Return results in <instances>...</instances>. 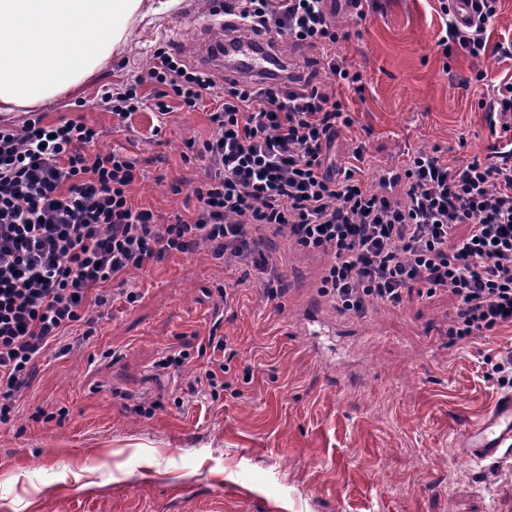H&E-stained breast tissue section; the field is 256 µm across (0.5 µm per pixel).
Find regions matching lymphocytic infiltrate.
<instances>
[{
    "mask_svg": "<svg viewBox=\"0 0 512 512\" xmlns=\"http://www.w3.org/2000/svg\"><path fill=\"white\" fill-rule=\"evenodd\" d=\"M322 0H222L241 28L278 46L320 51L325 68L346 85L360 80L336 53V24ZM440 45L485 54L497 0H471L457 20L442 8ZM145 95L140 83L104 91L99 105L126 119L145 104L159 115L171 100L215 107L202 144L204 181L188 216L158 222L131 200L132 158L96 147L102 133L79 119L42 126L0 125V422L26 388L43 351L75 323L84 337L112 305L109 282L127 285L179 253L206 250L225 267L254 268L268 298L282 293L283 275L266 250L284 239L307 253H328L320 291L343 312L361 317L371 301L398 306L405 289L426 297L451 293L456 309L448 334L456 340L512 326V161L472 157L454 168L437 150L409 152L401 171L380 180L360 176L363 147L336 165L329 151L353 120L342 100L313 76L283 87L217 83L212 70L157 48Z\"/></svg>",
    "mask_w": 512,
    "mask_h": 512,
    "instance_id": "1",
    "label": "lymphocytic infiltrate"
}]
</instances>
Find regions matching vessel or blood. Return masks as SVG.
Segmentation results:
<instances>
[{
	"label": "vessel or blood",
	"mask_w": 512,
	"mask_h": 512,
	"mask_svg": "<svg viewBox=\"0 0 512 512\" xmlns=\"http://www.w3.org/2000/svg\"><path fill=\"white\" fill-rule=\"evenodd\" d=\"M233 20H225V34L210 33L198 44L197 61L211 64L215 56L224 58V75L238 80L242 77L282 81L287 77L286 62L271 50L265 38L235 35ZM472 458L485 461L512 456V396L496 403L492 411L465 433Z\"/></svg>",
	"instance_id": "1"
}]
</instances>
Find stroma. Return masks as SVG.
<instances>
[{
    "label": "stroma",
    "instance_id": "1",
    "mask_svg": "<svg viewBox=\"0 0 512 512\" xmlns=\"http://www.w3.org/2000/svg\"><path fill=\"white\" fill-rule=\"evenodd\" d=\"M211 7L181 0L138 24L79 98L42 112L47 125L81 119L102 130L100 148L133 156V201L162 222L195 204L206 162L186 143L211 136L207 108L178 107L165 122L144 109L121 125L98 101L144 76L164 42L192 57ZM364 10L335 20L357 87L336 86L317 51L300 53L354 119L337 158L364 146L375 180L419 147L463 163L512 140L472 81L485 69L512 82V60L443 50L438 0H366ZM274 259L286 290L270 300L250 268H223L204 250L170 255L131 274L133 299L114 297L97 336H73L64 355L45 350L0 423V512H205L220 494L222 512H512V460L476 461L460 438L512 393L494 370L512 354V327L451 339L453 297L413 288L397 307L333 311L325 333L302 310L327 305L318 284L329 256L280 247ZM212 337L227 342L216 398L190 391ZM184 347L189 365L159 369ZM149 404L154 414L140 413Z\"/></svg>",
    "mask_w": 512,
    "mask_h": 512
}]
</instances>
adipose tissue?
<instances>
[{"label": "adipose tissue", "mask_w": 512, "mask_h": 512, "mask_svg": "<svg viewBox=\"0 0 512 512\" xmlns=\"http://www.w3.org/2000/svg\"><path fill=\"white\" fill-rule=\"evenodd\" d=\"M168 0H0V113L78 93Z\"/></svg>", "instance_id": "ef3b65f1"}]
</instances>
